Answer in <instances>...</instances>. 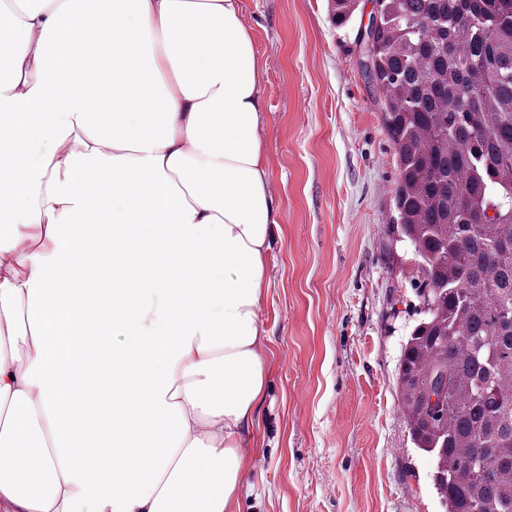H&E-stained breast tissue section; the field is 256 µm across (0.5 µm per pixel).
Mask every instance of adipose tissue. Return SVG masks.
Returning a JSON list of instances; mask_svg holds the SVG:
<instances>
[{
	"label": "adipose tissue",
	"instance_id": "1",
	"mask_svg": "<svg viewBox=\"0 0 512 512\" xmlns=\"http://www.w3.org/2000/svg\"><path fill=\"white\" fill-rule=\"evenodd\" d=\"M261 74L240 0H0V512H236Z\"/></svg>",
	"mask_w": 512,
	"mask_h": 512
}]
</instances>
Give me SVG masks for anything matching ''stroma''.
Here are the masks:
<instances>
[{"mask_svg": "<svg viewBox=\"0 0 512 512\" xmlns=\"http://www.w3.org/2000/svg\"><path fill=\"white\" fill-rule=\"evenodd\" d=\"M262 60L263 142L282 237L263 318L272 360L240 512H445L434 461L399 407L424 320L390 223L396 146L363 68L375 7L336 26L332 0H241Z\"/></svg>", "mask_w": 512, "mask_h": 512, "instance_id": "35a3bbf8", "label": "stroma"}]
</instances>
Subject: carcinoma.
I'll use <instances>...</instances> for the list:
<instances>
[{"instance_id":"cac0c4a2","label":"carcinoma","mask_w":512,"mask_h":512,"mask_svg":"<svg viewBox=\"0 0 512 512\" xmlns=\"http://www.w3.org/2000/svg\"><path fill=\"white\" fill-rule=\"evenodd\" d=\"M364 66L428 319L398 372L446 512H512V0H374ZM336 25L356 0H335Z\"/></svg>"}]
</instances>
